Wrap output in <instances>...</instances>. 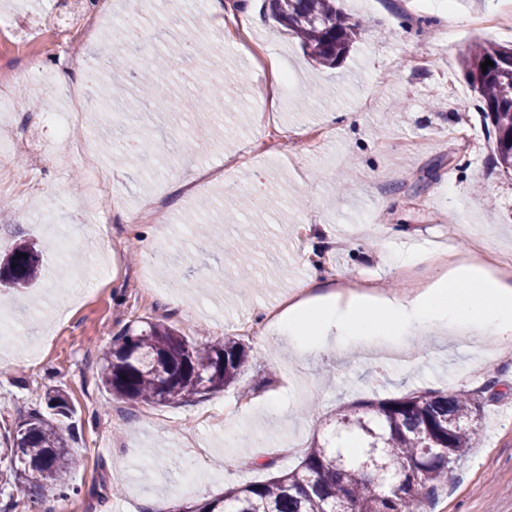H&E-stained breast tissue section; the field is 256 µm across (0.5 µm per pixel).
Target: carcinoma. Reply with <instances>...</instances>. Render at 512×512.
<instances>
[{
    "label": "carcinoma",
    "instance_id": "cac0c4a2",
    "mask_svg": "<svg viewBox=\"0 0 512 512\" xmlns=\"http://www.w3.org/2000/svg\"><path fill=\"white\" fill-rule=\"evenodd\" d=\"M272 18L297 38L306 56L324 68L341 63L356 28L336 0H269ZM492 65L482 69L481 63ZM464 77L477 94V109L489 118L494 163L512 170V47L476 42L462 53ZM101 88L105 108L134 102ZM226 88L197 84L188 107L208 110ZM41 275L35 243L11 246L0 281L26 288ZM251 350L232 338L193 343L167 323L129 326L103 352L102 385L134 403L169 406L218 392L251 363ZM55 417L40 413L17 426L0 448V483L29 478L22 488L33 498L50 490L64 499L78 493L69 474L72 461L65 432L68 397L56 392ZM482 411L479 396L465 390L429 391L358 402L336 414L330 439L314 443L301 463L262 482L232 488L224 496L180 507L181 512H424L420 505L441 477L470 447Z\"/></svg>",
    "mask_w": 512,
    "mask_h": 512
}]
</instances>
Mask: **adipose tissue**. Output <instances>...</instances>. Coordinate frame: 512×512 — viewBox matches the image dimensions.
<instances>
[{
	"instance_id": "adipose-tissue-1",
	"label": "adipose tissue",
	"mask_w": 512,
	"mask_h": 512,
	"mask_svg": "<svg viewBox=\"0 0 512 512\" xmlns=\"http://www.w3.org/2000/svg\"><path fill=\"white\" fill-rule=\"evenodd\" d=\"M333 298L327 292L289 302L276 320L279 334L304 355L328 344L342 353L390 351L429 330L476 336L498 348L512 344V276L492 274L472 259L408 299L362 292L339 307Z\"/></svg>"
}]
</instances>
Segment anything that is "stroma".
Wrapping results in <instances>:
<instances>
[{
  "instance_id": "1",
  "label": "stroma",
  "mask_w": 512,
  "mask_h": 512,
  "mask_svg": "<svg viewBox=\"0 0 512 512\" xmlns=\"http://www.w3.org/2000/svg\"><path fill=\"white\" fill-rule=\"evenodd\" d=\"M69 0H0V63L22 71L52 68L75 34L58 25ZM359 34L334 69L313 67L299 43L247 0L255 47L241 50L219 24L210 0L202 18L170 10L166 0L135 9L132 0L91 8L93 38L71 59L69 74L112 52L114 20L146 27L155 51L186 32L214 54L176 56L154 74L175 97L193 74L224 83L238 77L221 112H159L141 101L100 124V91L81 87L82 114L60 140L45 102L17 92L19 108L0 118V254L34 240L41 276L29 289H0V306L17 328L0 353V431L45 411L46 387L74 404L67 437L78 495L45 493L38 510L16 485L0 495L13 512H155L261 482L275 458L295 467L327 438L340 408L410 392L479 393L483 410L472 444L443 479L427 512H512V355L476 339L434 331L410 341V364L358 352L299 358L274 340L265 312L298 292L311 275L335 286L374 283L407 294L439 277L444 254H480L493 268L512 259V172L493 162L488 130L474 108L461 54L476 41L512 44V28L471 27L473 11L498 0H454L419 11L408 0H339ZM287 76L286 103L257 93L271 71ZM470 126L479 149L454 134ZM139 137L141 158L113 159L105 136ZM151 203L164 225L129 222ZM150 235L155 249L142 253ZM430 253L395 268L406 248ZM225 287H212L215 273ZM174 323L188 340L241 339L254 360L238 380L179 406L133 403L100 380L101 355L126 326ZM249 322L251 335L237 327ZM274 400L277 411L263 410ZM122 410L113 421L114 410ZM157 450L150 460L149 450Z\"/></svg>"
}]
</instances>
